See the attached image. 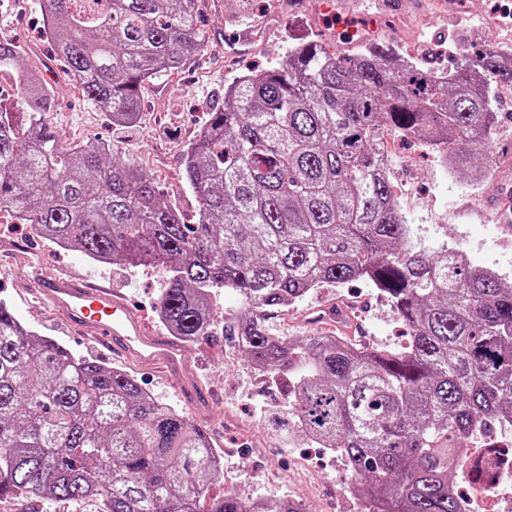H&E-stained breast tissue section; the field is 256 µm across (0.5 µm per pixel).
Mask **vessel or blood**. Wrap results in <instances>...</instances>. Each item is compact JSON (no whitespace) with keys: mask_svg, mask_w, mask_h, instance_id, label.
<instances>
[{"mask_svg":"<svg viewBox=\"0 0 512 512\" xmlns=\"http://www.w3.org/2000/svg\"><path fill=\"white\" fill-rule=\"evenodd\" d=\"M38 298L65 325L98 336L113 355L162 372L187 370L190 350L180 340L157 335L117 290L92 288L65 274H41L34 282Z\"/></svg>","mask_w":512,"mask_h":512,"instance_id":"1","label":"vessel or blood"}]
</instances>
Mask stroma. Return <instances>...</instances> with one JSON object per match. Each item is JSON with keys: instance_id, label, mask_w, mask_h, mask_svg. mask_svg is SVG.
Returning <instances> with one entry per match:
<instances>
[{"instance_id": "obj_1", "label": "stroma", "mask_w": 512, "mask_h": 512, "mask_svg": "<svg viewBox=\"0 0 512 512\" xmlns=\"http://www.w3.org/2000/svg\"><path fill=\"white\" fill-rule=\"evenodd\" d=\"M340 15L384 17L381 43L411 52L428 73L455 71L466 61L461 47L484 49L489 20L503 17L498 40H512V0H339ZM339 15V16H340ZM337 18V17H336ZM336 18L319 16L313 0H198L196 25L205 41L202 51L178 70L158 74L141 89L142 112L137 123L112 124L108 114L83 97L59 62L46 30L38 0H0V41L19 46L18 70L40 69L57 100L51 123L62 143L108 141L123 157L140 164L153 177L165 202L185 223L197 220L198 203L183 177V152L203 125L224 88L244 74L276 66L288 45L315 41L350 55L336 41ZM504 83L495 90L498 122L494 153L507 158L512 180V95ZM392 181L409 223L433 238L459 244L475 266L497 265L512 272V227L496 224L489 203L490 184L444 173L420 140H401ZM48 273L68 272L85 282H103L125 294L129 303L158 326L157 310L164 272L158 267L123 264L97 266L77 251L57 250L29 224H13L0 232V299L32 331L56 340L74 353L133 375L142 387L204 429L213 447L224 452V477L215 493L231 484L242 498H292L307 512H357L352 491L355 478L344 465L326 470L323 450L301 436L272 432V414L284 411V389L267 390L257 381L244 356L224 344L192 345L187 376L142 369L113 357L92 334L70 330L58 315L35 298L30 264ZM344 309L352 322L339 335L361 339L378 350L397 352L407 343L405 329L375 289L359 283L325 287L295 307L271 313L268 323L288 337L328 333L327 310ZM191 383L197 400L182 398Z\"/></svg>"}]
</instances>
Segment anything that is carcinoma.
Returning a JSON list of instances; mask_svg holds the SVG:
<instances>
[{
	"instance_id": "carcinoma-1",
	"label": "carcinoma",
	"mask_w": 512,
	"mask_h": 512,
	"mask_svg": "<svg viewBox=\"0 0 512 512\" xmlns=\"http://www.w3.org/2000/svg\"><path fill=\"white\" fill-rule=\"evenodd\" d=\"M196 0H39L48 39L84 97L134 124L142 84L197 55ZM17 46L0 42V71ZM512 81L486 51L439 76L378 41L346 58L316 42L224 88L183 154L198 202L187 224L152 178L110 142L63 144L50 86L19 75L0 102V209L91 262L160 267L162 323L187 343L224 338L287 378L288 418L339 448L363 512H462L456 441L512 427V283L407 223L382 167L380 132L419 138L450 173L491 169L492 84ZM467 140L468 151L456 148ZM363 281L406 329L398 352L335 335L274 336L269 313L317 288ZM236 295L219 322L212 299ZM204 430L126 372L38 336L0 300V498L48 510L92 500L99 512H302L292 500L209 496L219 478Z\"/></svg>"
}]
</instances>
